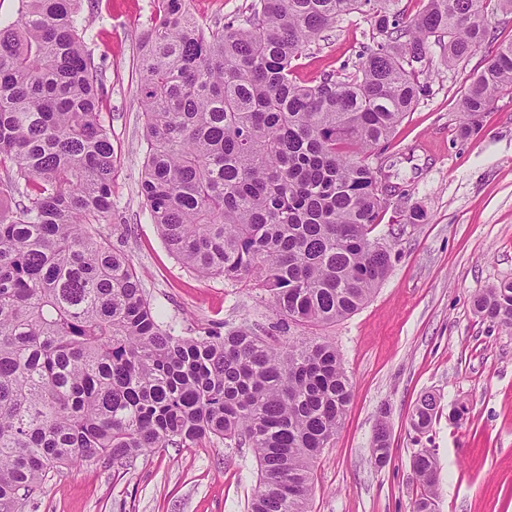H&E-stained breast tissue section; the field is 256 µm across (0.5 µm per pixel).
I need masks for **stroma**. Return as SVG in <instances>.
Masks as SVG:
<instances>
[{
    "mask_svg": "<svg viewBox=\"0 0 512 512\" xmlns=\"http://www.w3.org/2000/svg\"><path fill=\"white\" fill-rule=\"evenodd\" d=\"M86 46L103 83L101 120L117 155L116 211L103 231L141 275L161 321L176 331L275 323L263 292L202 278L169 252L139 189L144 161L140 40L154 0H83ZM367 14L321 32L293 73L302 85L352 67L370 44ZM512 41V12L490 4L487 39L462 65L430 47L432 90L396 127L382 158L399 192L375 230L392 267L358 311L317 328L336 345L353 397L313 471L310 512H412L422 485L412 457L437 459L435 512H512V330L473 311L475 295L512 280V92L503 90L479 130L459 137L458 100L497 45ZM424 221L409 224L413 208ZM437 396L432 427L415 431L417 400ZM465 419L449 422L454 403ZM389 428L386 466H375L378 418ZM258 481L253 449L203 443L159 448L129 469L99 462L50 481L23 512H247Z\"/></svg>",
    "mask_w": 512,
    "mask_h": 512,
    "instance_id": "obj_1",
    "label": "stroma"
}]
</instances>
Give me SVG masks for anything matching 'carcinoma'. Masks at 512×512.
<instances>
[{
  "label": "carcinoma",
  "mask_w": 512,
  "mask_h": 512,
  "mask_svg": "<svg viewBox=\"0 0 512 512\" xmlns=\"http://www.w3.org/2000/svg\"><path fill=\"white\" fill-rule=\"evenodd\" d=\"M81 0H19L0 26V512H19L50 475L157 448L248 445L259 463L249 512H309L315 463L352 397L339 351L253 325L179 334L159 320L129 256L102 225L117 159L100 120L102 84L85 49ZM139 53L146 159L140 193L169 250L200 277L249 283L277 327L355 313L392 266L374 235L387 203L372 150L430 91V41L444 63L485 42L491 0H252L250 14L201 26L185 0H157ZM370 16L355 72L314 86L295 62L344 15ZM512 88V41L470 76L466 137ZM512 329V281L476 296ZM425 395L412 427L432 424ZM378 423L372 459L386 465ZM433 512L438 467L413 456Z\"/></svg>",
  "instance_id": "obj_1"
}]
</instances>
